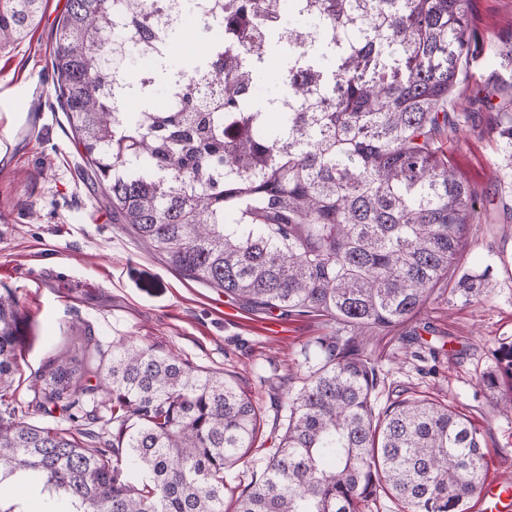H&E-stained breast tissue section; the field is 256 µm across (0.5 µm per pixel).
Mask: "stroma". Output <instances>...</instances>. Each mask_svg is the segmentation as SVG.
I'll return each instance as SVG.
<instances>
[{"mask_svg": "<svg viewBox=\"0 0 512 512\" xmlns=\"http://www.w3.org/2000/svg\"><path fill=\"white\" fill-rule=\"evenodd\" d=\"M68 0H47L36 28L0 52V291L29 319L22 364L30 378L49 350L92 333L153 344L237 383L263 416L250 455L226 474L229 487L259 477L266 435L280 405L314 370L317 340H352L378 372V407L422 397L453 406L477 430L489 474L512 483V413L479 381L493 353L512 343V109L474 103L479 90L512 95V0H471L472 53L458 63L448 124L434 145L471 186L479 218L459 263L414 318L389 328H345L320 316L253 311L189 281L113 223L55 93L51 54Z\"/></svg>", "mask_w": 512, "mask_h": 512, "instance_id": "stroma-1", "label": "stroma"}]
</instances>
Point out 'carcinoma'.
Returning <instances> with one entry per match:
<instances>
[{"instance_id":"1","label":"carcinoma","mask_w":512,"mask_h":512,"mask_svg":"<svg viewBox=\"0 0 512 512\" xmlns=\"http://www.w3.org/2000/svg\"><path fill=\"white\" fill-rule=\"evenodd\" d=\"M46 0H0V50L28 35ZM149 0H68L52 67L92 185L125 224L183 277L248 307L318 315L345 327L413 318L461 256L475 195L434 147L456 63L470 51L468 0H232L228 48L249 67L215 61L221 128L191 88L175 112H112V82L140 92L113 39L122 16L149 42ZM311 23L286 43L268 20ZM288 60L295 109L273 133L240 92L264 68L254 44ZM28 322L0 292V482L59 493L47 512H224V474L246 458L261 413L237 384L154 345L83 339L50 356L31 381L33 406L68 427L19 416L17 375ZM319 367L284 408L260 478L235 512H362L385 495L410 512H466L487 478L468 419L404 398L375 411V366L350 343L320 339ZM480 385L512 411V345ZM85 404L107 439H75Z\"/></svg>"}]
</instances>
